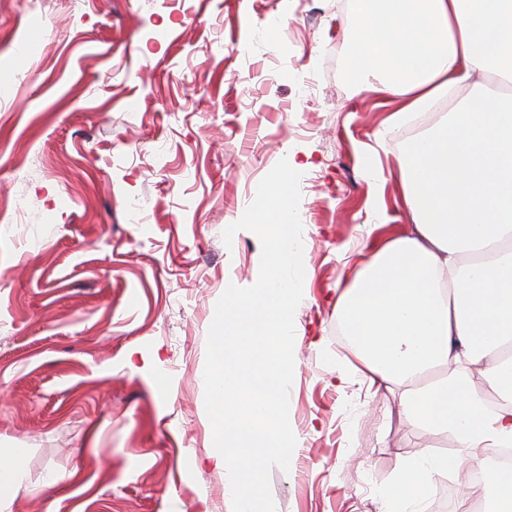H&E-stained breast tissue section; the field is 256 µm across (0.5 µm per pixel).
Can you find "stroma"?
<instances>
[{
  "instance_id": "obj_1",
  "label": "stroma",
  "mask_w": 512,
  "mask_h": 512,
  "mask_svg": "<svg viewBox=\"0 0 512 512\" xmlns=\"http://www.w3.org/2000/svg\"><path fill=\"white\" fill-rule=\"evenodd\" d=\"M355 0H0V448L8 512H231L209 458L215 305L259 274L238 220L298 165L305 288L276 512H384L450 437L371 391L336 319L375 225L407 223L390 107L346 75ZM62 474L44 488L51 474ZM25 461L19 453L0 452V510L4 511L12 496L22 487L25 479Z\"/></svg>"
}]
</instances>
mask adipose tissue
Masks as SVG:
<instances>
[{
  "instance_id": "1",
  "label": "adipose tissue",
  "mask_w": 512,
  "mask_h": 512,
  "mask_svg": "<svg viewBox=\"0 0 512 512\" xmlns=\"http://www.w3.org/2000/svg\"><path fill=\"white\" fill-rule=\"evenodd\" d=\"M348 74L394 103L391 123L480 84L395 156L411 223L374 241L361 276L337 297L336 315L375 388L402 390L410 424L448 432L456 457L407 458L390 512H407L432 474L458 469L486 448L512 446V0H359ZM489 365L488 405L471 383ZM447 374L428 379L430 371ZM486 390V391H487ZM494 498L512 512V469L468 483L458 512Z\"/></svg>"
}]
</instances>
